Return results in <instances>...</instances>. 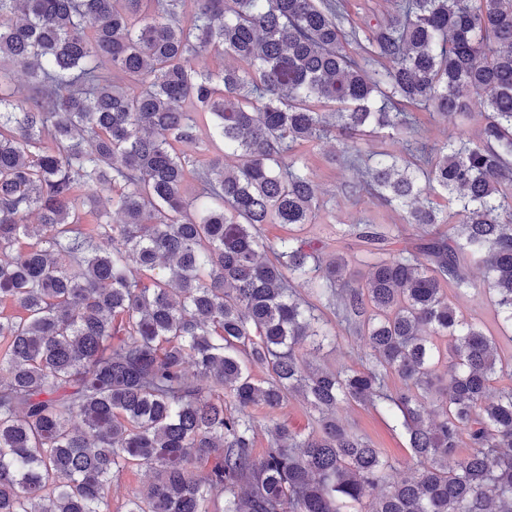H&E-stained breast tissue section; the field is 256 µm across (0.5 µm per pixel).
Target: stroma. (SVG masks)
<instances>
[{
  "mask_svg": "<svg viewBox=\"0 0 512 512\" xmlns=\"http://www.w3.org/2000/svg\"><path fill=\"white\" fill-rule=\"evenodd\" d=\"M415 115L420 136L431 144L443 142L449 135L460 131L470 139H478L484 125L483 117L477 113L460 124L429 110H416ZM340 151L337 141L330 137L299 149L318 187L320 201L316 222L305 225L302 235L321 243L323 257L343 254L349 262L351 273L362 279L369 272L368 262L356 241L342 236L344 225L380 224L390 228L401 244L411 237L413 230L405 223L401 211L388 206L376 195L366 191L348 193L347 186L355 180L356 171L349 159L341 156ZM469 275L473 283L471 294L466 297H453V304L465 317L480 322L486 332L497 337L502 358L512 357V343L502 336L494 308L483 293L480 270L470 268ZM336 334L335 345L317 351L305 346L301 349L302 355L322 367H359L362 338L349 334L341 327L337 328ZM252 414L257 426L253 452L258 456L263 455L268 446L266 427L270 422H285L297 429H309L313 426V419L305 404L295 396L287 397L277 410L258 406L253 408ZM340 416L348 427L368 439L374 447L394 461L399 475L407 476L415 470V460L407 441L389 416L358 404L344 406Z\"/></svg>",
  "mask_w": 512,
  "mask_h": 512,
  "instance_id": "stroma-1",
  "label": "stroma"
}]
</instances>
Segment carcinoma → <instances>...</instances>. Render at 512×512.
Returning <instances> with one entry per match:
<instances>
[{
    "label": "carcinoma",
    "instance_id": "cac0c4a2",
    "mask_svg": "<svg viewBox=\"0 0 512 512\" xmlns=\"http://www.w3.org/2000/svg\"><path fill=\"white\" fill-rule=\"evenodd\" d=\"M391 2L359 32L340 0H0V512H112L133 467L153 479L124 512H512V387L488 398L512 358L444 294L483 267L512 332V0ZM401 102L477 103L481 138L432 145ZM385 129L406 153L350 192L418 238L348 225L370 260L354 281L293 233L319 211L297 148L336 133L357 158ZM341 325L361 368L299 355ZM289 395L315 427L274 421L255 456L250 409ZM352 402L395 419L413 477L338 418Z\"/></svg>",
    "mask_w": 512,
    "mask_h": 512
}]
</instances>
